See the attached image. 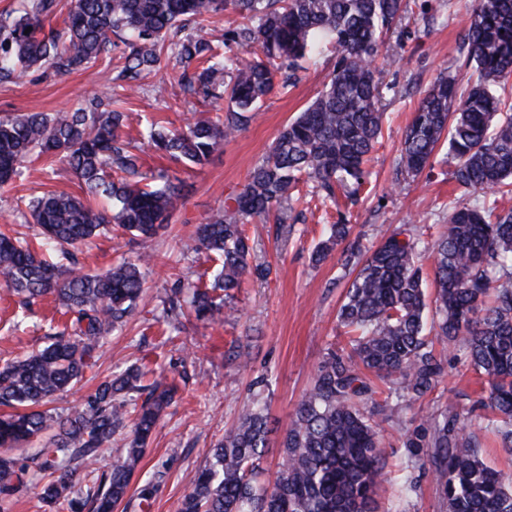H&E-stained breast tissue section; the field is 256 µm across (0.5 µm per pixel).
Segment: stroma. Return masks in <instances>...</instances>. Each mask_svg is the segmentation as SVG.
Listing matches in <instances>:
<instances>
[{"mask_svg":"<svg viewBox=\"0 0 512 512\" xmlns=\"http://www.w3.org/2000/svg\"><path fill=\"white\" fill-rule=\"evenodd\" d=\"M474 5V0H407L401 22L388 38L400 60L382 75L390 87L389 103L379 143L371 154L369 183L353 200L345 190H337L334 208L311 195L295 203L288 214L294 226L288 241L277 240L274 223L255 220L248 224L247 234L256 248L251 273L227 304L233 318L203 322L188 316L174 332L159 321L163 299L180 278L212 283L218 267L217 261L203 254L181 255L180 240L193 235L198 224L223 207L228 195L243 188L279 132L314 99L332 73L335 49L323 47L314 60L302 62L288 88H274L248 127L226 140L205 165L194 168L170 162L142 136L146 120L174 129L191 113L209 111V103L184 92L176 69L149 78L146 91L133 96L126 95L113 82L111 70L102 67L66 74L42 67L16 81L0 83V114L71 111L91 92L118 100L120 111L127 116L122 133L131 151L141 158L142 175L164 172L182 183L183 205L152 242L151 266L134 315L123 330L102 341L95 352V367L77 389L59 395L51 404L57 413H72L106 376L132 365L144 369L146 383L173 388V401L131 481L129 502L119 505L116 512H140V494L147 487L152 490L150 512H177L189 477L207 464L225 430L257 398L265 404L274 426L260 461L264 479H273L281 460L283 431L310 389L323 357L341 346L338 310L345 270L333 256L317 265L310 260L325 225L346 216L354 234L369 247L378 244L388 228L400 224L437 234L447 220L449 202H473V195L453 181L448 165L436 164L403 190L395 186V167L404 130L436 78L453 76L462 90L474 79L473 69L464 66L460 55L461 37ZM49 191L82 194L65 162L29 163L23 180L0 191V230L33 238L35 227L27 222L26 205ZM138 251L130 235H109L79 251L77 257L94 269L135 258ZM63 324L52 297L24 306L0 283V364L42 348L49 328ZM240 351L247 352L248 364H240L236 357ZM445 359L444 381L432 396L412 405V415L450 400L465 415L482 396L484 383L467 367L464 349L446 352ZM404 439V429L385 426L383 442L390 457L377 490L380 512H446L428 471L414 470L415 491L398 496L396 478L409 463Z\"/></svg>","mask_w":512,"mask_h":512,"instance_id":"1","label":"stroma"}]
</instances>
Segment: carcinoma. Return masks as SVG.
Here are the masks:
<instances>
[{
	"instance_id": "1",
	"label": "carcinoma",
	"mask_w": 512,
	"mask_h": 512,
	"mask_svg": "<svg viewBox=\"0 0 512 512\" xmlns=\"http://www.w3.org/2000/svg\"><path fill=\"white\" fill-rule=\"evenodd\" d=\"M58 8L59 0H21L19 10L0 13V81L33 67L65 74L110 66L116 51L115 80L136 92L173 59L188 92L226 93L230 101L224 114L194 115L179 129L156 121L146 126L149 144L185 164H204L246 128L298 61L326 43L336 49V68L316 98L281 130L243 189L181 243L182 253L204 251L221 268L210 287L172 289L168 321L178 320L184 302L199 318L223 314L224 300L250 269L254 245L245 224L300 200V184L334 204L336 188L354 195L368 182L384 117L377 63L397 62L387 55L385 37L401 19L403 0H72L62 26L44 31ZM229 8L241 21L224 30L223 44L244 49L245 58L224 54L204 33L207 16ZM462 48L475 81L460 94L453 79H437L406 127L398 168L414 179L433 168L444 147L452 179L483 200L448 207V224L434 240L402 224L367 249L345 218L329 225L312 260L319 264L341 246L342 266L356 271L338 312L349 351L330 352L316 369L285 431L272 483H256L270 432L257 402L225 431L209 464L192 474L179 512H378L376 490L388 458L383 425L405 423L401 401L424 399L443 381L447 364L437 343L465 348L487 383L477 401L484 411L478 427L512 452V210L487 204L490 195L512 194V105L500 94L512 79V0H476ZM123 121L124 113L96 93L73 111L0 116V188L24 176L31 156H58L87 195L110 202L98 210L57 193L28 202L53 260L25 239L0 233L7 289L26 303L52 295L71 315V332L52 334L42 350L0 367V406L12 409L0 416V512L33 480L49 506L112 512L171 400L169 390L142 385L144 372L132 366L101 382L74 415L41 409L78 384L100 342L126 325L145 283L148 244L182 204L177 177L162 175L144 186L134 180L139 158L122 137ZM114 226L137 237L142 252L104 270L81 266L73 248ZM426 257L433 262L430 295ZM131 392L146 394L132 412ZM128 425L132 439L112 469L97 474L85 498L74 497L79 471L110 451L112 436ZM50 430L54 447L23 462L9 455ZM404 447L429 465L446 512H512V475L483 462L479 438L454 401L420 415Z\"/></svg>"
}]
</instances>
